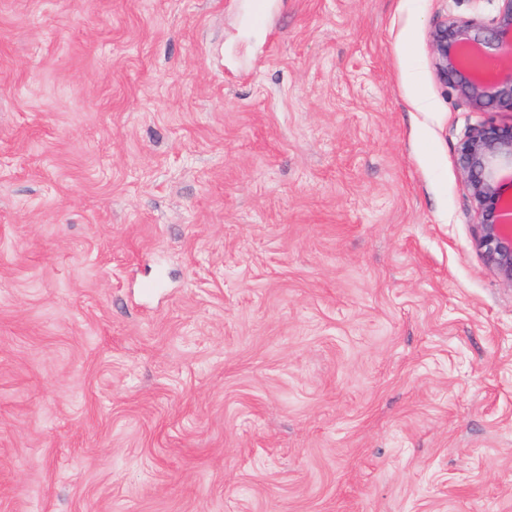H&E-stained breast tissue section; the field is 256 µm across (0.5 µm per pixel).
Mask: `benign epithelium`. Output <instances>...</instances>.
I'll use <instances>...</instances> for the list:
<instances>
[{
  "label": "benign epithelium",
  "mask_w": 512,
  "mask_h": 512,
  "mask_svg": "<svg viewBox=\"0 0 512 512\" xmlns=\"http://www.w3.org/2000/svg\"><path fill=\"white\" fill-rule=\"evenodd\" d=\"M496 15L446 17L431 33L438 79L477 112H512V0ZM465 189L479 217L476 246L485 264L512 284V195L498 178L512 167V124L472 127L457 148Z\"/></svg>",
  "instance_id": "benign-epithelium-1"
}]
</instances>
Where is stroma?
<instances>
[{
  "instance_id": "35a3bbf8",
  "label": "stroma",
  "mask_w": 512,
  "mask_h": 512,
  "mask_svg": "<svg viewBox=\"0 0 512 512\" xmlns=\"http://www.w3.org/2000/svg\"><path fill=\"white\" fill-rule=\"evenodd\" d=\"M250 2L0 0V512H512L497 0ZM498 2L491 19L447 17L431 33L438 79L477 112H512V0ZM465 189L479 217L475 241L485 264L512 284V195L498 178L503 164L512 168V124L472 127L457 148Z\"/></svg>"
}]
</instances>
